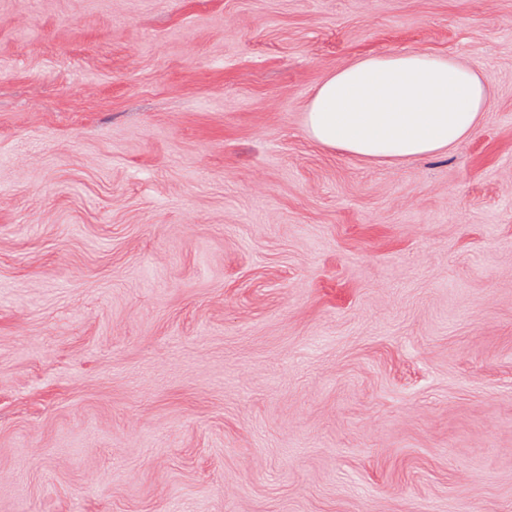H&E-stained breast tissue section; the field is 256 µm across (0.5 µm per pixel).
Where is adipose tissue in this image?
<instances>
[{"instance_id":"1","label":"adipose tissue","mask_w":512,"mask_h":512,"mask_svg":"<svg viewBox=\"0 0 512 512\" xmlns=\"http://www.w3.org/2000/svg\"><path fill=\"white\" fill-rule=\"evenodd\" d=\"M489 93L482 74L456 57L364 55L324 75L304 109L303 129L327 150L400 163L474 136Z\"/></svg>"}]
</instances>
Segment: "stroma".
Segmentation results:
<instances>
[{
    "mask_svg": "<svg viewBox=\"0 0 512 512\" xmlns=\"http://www.w3.org/2000/svg\"><path fill=\"white\" fill-rule=\"evenodd\" d=\"M412 50L473 137H306ZM0 512H512V0H0ZM489 93L482 74L457 57L364 55L324 75L304 109L303 129L327 150L400 163L474 136Z\"/></svg>",
    "mask_w": 512,
    "mask_h": 512,
    "instance_id": "35a3bbf8",
    "label": "stroma"
}]
</instances>
